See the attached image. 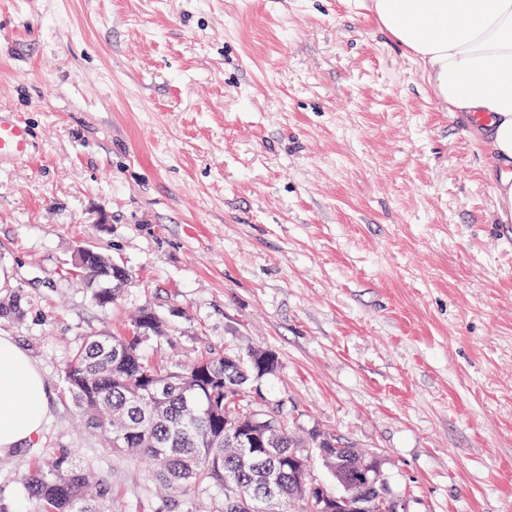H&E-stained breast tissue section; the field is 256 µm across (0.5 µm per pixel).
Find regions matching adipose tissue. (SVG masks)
<instances>
[{
  "label": "adipose tissue",
  "instance_id": "obj_1",
  "mask_svg": "<svg viewBox=\"0 0 512 512\" xmlns=\"http://www.w3.org/2000/svg\"><path fill=\"white\" fill-rule=\"evenodd\" d=\"M377 27L421 66L444 112L481 114L476 136L499 169L495 217L512 224V0H369ZM46 383L0 334V456L42 429Z\"/></svg>",
  "mask_w": 512,
  "mask_h": 512
}]
</instances>
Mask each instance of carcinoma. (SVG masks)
Here are the masks:
<instances>
[{"mask_svg": "<svg viewBox=\"0 0 512 512\" xmlns=\"http://www.w3.org/2000/svg\"><path fill=\"white\" fill-rule=\"evenodd\" d=\"M86 283L103 281L94 291L102 306L118 300L130 271L114 270L107 254L85 260ZM22 291L0 303V319L24 321ZM169 340L164 319L143 307L122 335L96 332L73 351L64 370L66 394L82 412L85 425L108 450L146 459L154 480L173 493L216 488L222 512H266L264 492L274 512H378L381 498L391 497L373 456L316 430L268 448L261 439L251 448L226 442L224 394L230 406L250 410L247 383L275 372L278 357L267 349L242 354L210 348L188 364L156 361L144 352L147 342ZM317 450L330 467L336 491L313 480L309 452ZM29 497L46 512H108L111 489L69 448H56L24 478Z\"/></svg>", "mask_w": 512, "mask_h": 512, "instance_id": "carcinoma-1", "label": "carcinoma"}]
</instances>
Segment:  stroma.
I'll use <instances>...</instances> for the list:
<instances>
[{"label": "stroma", "instance_id": "obj_1", "mask_svg": "<svg viewBox=\"0 0 512 512\" xmlns=\"http://www.w3.org/2000/svg\"><path fill=\"white\" fill-rule=\"evenodd\" d=\"M0 111L33 152L0 165V320L40 368V433L0 456V512L69 448L112 512H166L150 468L63 397L90 333L149 306L195 351H273L291 430L372 452L400 512H512V233L488 156L440 111L367 0H0ZM82 245L132 278L99 305ZM25 297L22 291L13 293L12 298L0 303V319L24 321L27 317Z\"/></svg>", "mask_w": 512, "mask_h": 512}]
</instances>
